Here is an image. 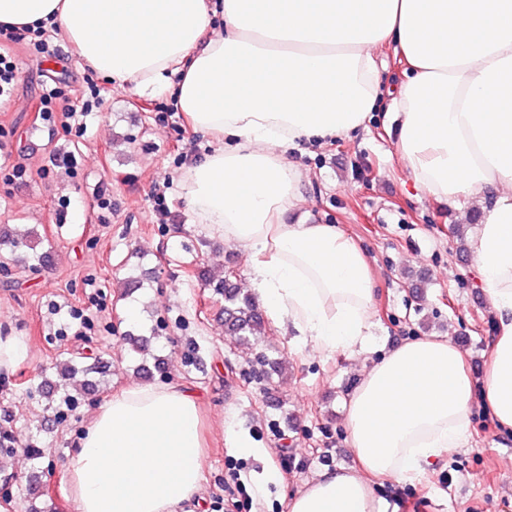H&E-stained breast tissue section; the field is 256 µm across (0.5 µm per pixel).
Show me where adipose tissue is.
Instances as JSON below:
<instances>
[{
  "label": "adipose tissue",
  "instance_id": "ef3b65f1",
  "mask_svg": "<svg viewBox=\"0 0 512 512\" xmlns=\"http://www.w3.org/2000/svg\"><path fill=\"white\" fill-rule=\"evenodd\" d=\"M54 28L98 74L172 91L203 159L177 178L194 223L250 252L248 288L322 353L370 341L375 283L332 224H285L302 171L288 154L363 125L376 50L407 64L392 103L413 185L465 202L468 243L498 314L483 403L512 430V0H0V27ZM462 350L417 337L368 366L346 405L359 466L323 471L291 512H383L373 479L410 481L470 439ZM193 391L133 384L93 416L66 470L76 512H178L203 482Z\"/></svg>",
  "mask_w": 512,
  "mask_h": 512
}]
</instances>
